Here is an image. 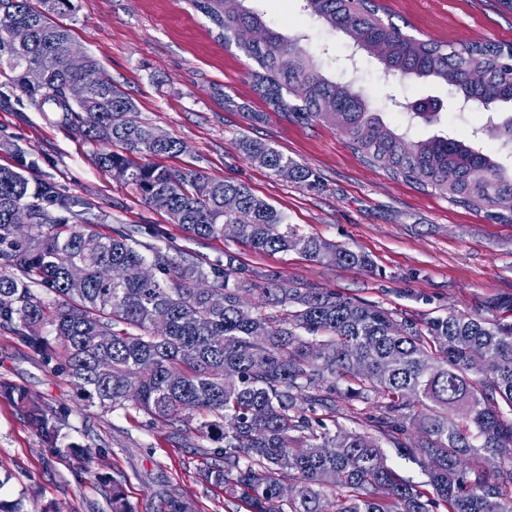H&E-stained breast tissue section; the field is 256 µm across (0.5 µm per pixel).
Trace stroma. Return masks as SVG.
Wrapping results in <instances>:
<instances>
[{"label": "stroma", "mask_w": 512, "mask_h": 512, "mask_svg": "<svg viewBox=\"0 0 512 512\" xmlns=\"http://www.w3.org/2000/svg\"><path fill=\"white\" fill-rule=\"evenodd\" d=\"M409 34L442 43L484 39L512 43V9L502 0H380ZM65 17L78 52L95 56L103 74L130 93L139 118L180 141L183 152L163 157L173 168L248 185L305 233L369 255L366 270L317 263L295 252L263 253L233 238L201 239L152 209L136 189L96 162L92 148L59 126L51 112L30 108L0 77V166L23 165L30 182L52 181L87 203L102 234L135 227L159 241L210 260L234 253L251 270L275 272L285 283L333 290L382 307L396 317L425 321L451 313L511 323L501 308L512 297V224L446 197L392 180L364 164L340 131L288 121L254 91L251 60L225 47L210 21L188 0H73ZM275 27L311 31L309 48L340 71V33L313 28L300 0H260ZM358 88L377 109L389 96L415 101L447 98L446 87L386 73L369 57L359 64ZM246 140L270 143L312 171L315 186L273 173L241 149ZM42 354L0 329V384L24 387L61 414L57 449L47 448L30 421L0 396V500L22 512H112L111 479L121 481L137 512H158L187 496L198 512H236L222 489L205 483L201 439L180 435L147 417L81 407L62 363L57 339Z\"/></svg>", "instance_id": "1"}]
</instances>
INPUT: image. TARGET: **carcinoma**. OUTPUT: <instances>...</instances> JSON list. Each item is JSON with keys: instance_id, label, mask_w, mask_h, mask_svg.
<instances>
[{"instance_id": "obj_1", "label": "carcinoma", "mask_w": 512, "mask_h": 512, "mask_svg": "<svg viewBox=\"0 0 512 512\" xmlns=\"http://www.w3.org/2000/svg\"><path fill=\"white\" fill-rule=\"evenodd\" d=\"M255 63L256 91L285 118L340 130L346 146L396 181L431 190L498 224H512V166L440 130L430 136L389 120L307 47L303 33L272 26L258 0H190ZM319 28L367 47L389 73L420 75L466 95L471 104L512 102V45L441 44L407 34L383 18L379 0H302ZM73 0H0V76L38 112L95 151L101 168L121 172L144 203L198 238L235 239L259 252L295 251L331 266L367 268L361 251L303 233L245 184L192 168L145 161L183 144L158 142L134 99L99 81L98 59L82 69L65 61L71 29L59 22ZM29 31L15 47L10 31ZM43 73L39 85L27 72ZM74 82L88 98L67 95ZM498 145H512V115L499 122ZM245 155L294 181L312 172L266 142L246 140ZM233 197L237 208L224 209ZM77 201L19 168L0 166V328L26 341L44 328L67 354L83 406L142 412L176 432L221 444L203 476L247 512H512V323L448 314L420 323L331 290L287 286L224 253V260L144 243L128 227L103 236L73 211ZM77 223H71V220ZM149 265L155 276L141 277ZM80 267L75 285L70 269ZM40 291H35V287ZM163 311L167 326L154 327ZM56 446L59 417L17 387L0 395ZM377 397L368 416L380 436L336 421L351 401ZM418 460L428 481L416 485L388 465L382 442ZM112 512H135L112 480ZM163 512H196L188 497Z\"/></svg>"}]
</instances>
